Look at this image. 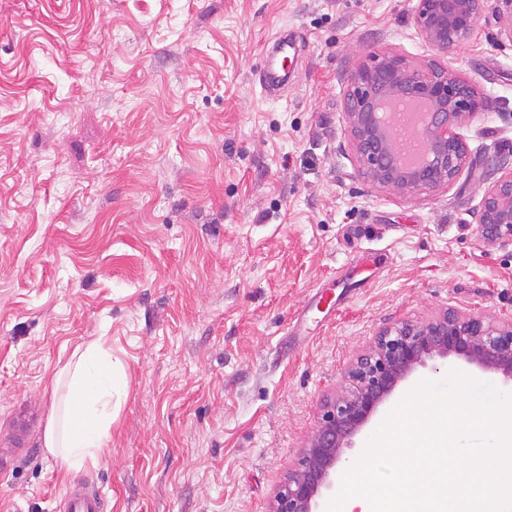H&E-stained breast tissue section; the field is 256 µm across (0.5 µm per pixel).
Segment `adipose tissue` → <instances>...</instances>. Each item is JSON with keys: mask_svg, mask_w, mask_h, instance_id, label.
<instances>
[{"mask_svg": "<svg viewBox=\"0 0 512 512\" xmlns=\"http://www.w3.org/2000/svg\"><path fill=\"white\" fill-rule=\"evenodd\" d=\"M67 382L63 417L51 420L44 434L50 452L60 453L67 469H81L97 461L108 446L112 397L125 389V371L100 343L75 349L59 370Z\"/></svg>", "mask_w": 512, "mask_h": 512, "instance_id": "adipose-tissue-1", "label": "adipose tissue"}]
</instances>
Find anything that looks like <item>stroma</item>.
<instances>
[{
    "label": "stroma",
    "mask_w": 512,
    "mask_h": 512,
    "mask_svg": "<svg viewBox=\"0 0 512 512\" xmlns=\"http://www.w3.org/2000/svg\"><path fill=\"white\" fill-rule=\"evenodd\" d=\"M417 0H0V512H269L384 326L448 308L512 320V243L477 222L512 163V9L443 54ZM298 61L273 94L281 39ZM435 61L488 98L473 165L399 198L358 174L348 78L373 53ZM343 289L341 309L311 301ZM102 342L126 374L111 440L67 470L51 383ZM64 512H104V501L100 494L91 492L81 481L71 482L63 498Z\"/></svg>",
    "instance_id": "obj_1"
}]
</instances>
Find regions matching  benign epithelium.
I'll return each instance as SVG.
<instances>
[{
    "mask_svg": "<svg viewBox=\"0 0 512 512\" xmlns=\"http://www.w3.org/2000/svg\"><path fill=\"white\" fill-rule=\"evenodd\" d=\"M484 0H418L413 25L442 53L471 37ZM427 106L414 131L427 153L422 165H406L403 113ZM490 107L472 84L433 62L409 66L394 53L375 54L349 79L345 120L359 174L372 186L400 197L449 187L472 163L459 129ZM492 182L478 217L483 236L512 240V170ZM435 359H454L512 383V321L447 309L424 321L383 327L346 372L343 390L322 404L317 427L297 463L276 489L270 512H324L336 490V468L404 384Z\"/></svg>",
    "mask_w": 512,
    "mask_h": 512,
    "instance_id": "obj_1",
    "label": "benign epithelium"
}]
</instances>
